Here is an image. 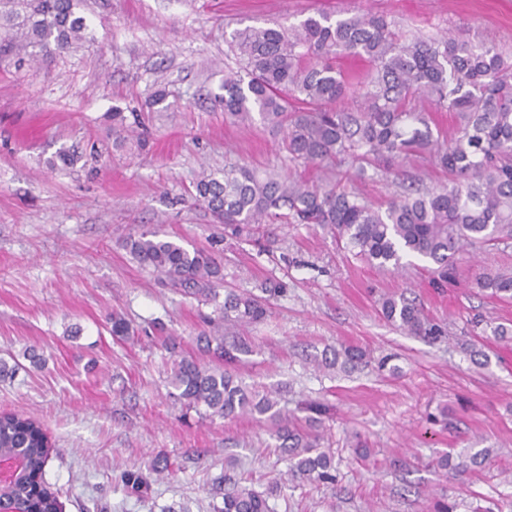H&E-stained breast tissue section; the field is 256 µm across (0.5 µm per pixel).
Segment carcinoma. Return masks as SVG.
I'll return each mask as SVG.
<instances>
[{"label":"carcinoma","mask_w":512,"mask_h":512,"mask_svg":"<svg viewBox=\"0 0 512 512\" xmlns=\"http://www.w3.org/2000/svg\"><path fill=\"white\" fill-rule=\"evenodd\" d=\"M83 2L0 0V62L47 58L96 42L78 12ZM230 47L243 71L224 76L218 100L225 120L249 126L259 117L284 132L289 162L329 173L321 187L274 171L260 176L238 164L203 176L195 185V201L232 235L252 240L264 224H317L381 271L398 270L403 258L414 256L432 264L440 283L456 273L457 256L467 248L512 239L511 54L492 43L447 35L405 42L387 17L348 10L316 11L296 25L246 26L232 33ZM411 99L452 113L451 129L442 130L428 110L407 107ZM410 159L447 173L448 182L430 188L406 177L378 206L355 187L367 168L387 177ZM127 246L173 287L215 303L198 338L215 359L213 367L177 354L173 337L164 343L176 398L204 408L211 419L250 415L269 423L291 480L336 484L334 455L323 446L326 408L307 402L302 410L308 416L299 418L281 408L272 392L245 386L236 375L235 365L252 352L251 340L238 331L263 322L268 299L287 295L288 281L268 279L259 295L229 290L219 304L216 284L222 276L211 254L191 252L157 231H144ZM473 283L492 296L512 298L511 271L476 272ZM380 313L429 344L448 340V326L402 294L384 297ZM363 360L360 349L348 346L332 350L317 366L346 371ZM493 453L468 448L440 458L438 465L479 467ZM17 457L24 470L41 475L51 460L50 442L36 420L1 412L0 459ZM166 470L167 460L157 457L148 472L125 470L115 481L145 497L152 475ZM219 485L224 496L218 512H274L269 500L281 490L276 481L263 492L244 485L231 457ZM7 509L61 512L57 491L44 483L37 492L21 474L0 483V512Z\"/></svg>","instance_id":"obj_1"}]
</instances>
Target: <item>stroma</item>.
<instances>
[{"instance_id":"35a3bbf8","label":"stroma","mask_w":512,"mask_h":512,"mask_svg":"<svg viewBox=\"0 0 512 512\" xmlns=\"http://www.w3.org/2000/svg\"><path fill=\"white\" fill-rule=\"evenodd\" d=\"M343 9L383 14L409 38L447 30L512 51V0H86L95 44L0 64V359L15 369L0 378V411L34 418L49 435L46 478L62 512H215L225 455L257 486L287 471L265 423L212 421L173 396L163 339L198 356L212 308L133 258L127 240L149 229L211 253L220 289L250 291L271 275L290 284L248 329L254 352L238 372L250 385L284 387L288 409L325 406L339 482L285 484L276 512H430L450 496L512 499L503 476L512 469V349L487 341L485 366L463 349L476 320L512 329V302L485 298L472 282L480 267L512 270V241L463 253L459 281L440 290L423 260L381 272L311 224L265 225L258 244L225 235L191 197L202 173L229 163L289 166L281 132L224 120L216 95L241 67L232 33ZM160 89L163 109L150 104ZM116 106L127 117L120 135ZM63 150L78 155L74 167H52ZM407 290L447 323L449 344L428 345L381 317L378 299ZM116 312L134 340L109 333ZM348 344L365 351V365L346 376L315 369L313 356ZM386 355L398 375L378 371ZM358 438L371 451L364 462L352 452ZM478 439L499 455L455 475L438 467ZM158 456L169 470L147 497L115 484Z\"/></svg>"}]
</instances>
